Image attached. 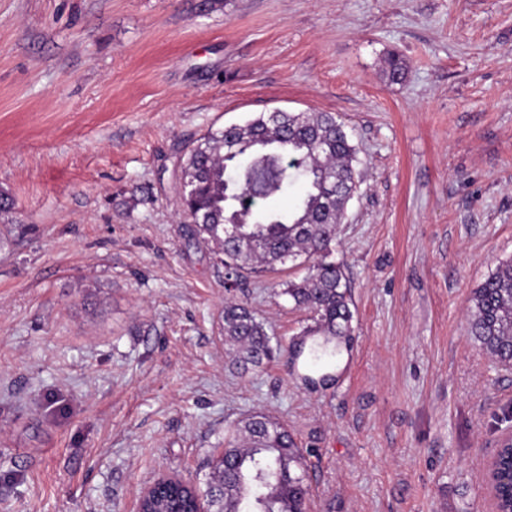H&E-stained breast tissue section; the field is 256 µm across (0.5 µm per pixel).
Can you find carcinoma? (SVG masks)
<instances>
[{
    "label": "carcinoma",
    "instance_id": "1",
    "mask_svg": "<svg viewBox=\"0 0 512 512\" xmlns=\"http://www.w3.org/2000/svg\"><path fill=\"white\" fill-rule=\"evenodd\" d=\"M407 61L385 59V75L402 81ZM357 148L329 112H269L209 131L179 158L177 180L186 232L224 267L232 286L249 274L288 263L304 271L281 294L307 312L288 345L290 372L310 390L338 375L324 356L351 351L356 327L344 265L334 258L338 226L358 190ZM299 188L286 211L257 208ZM232 365L257 370L274 358L266 324L245 303L222 311ZM467 332L497 363L512 364V258L499 262L468 300ZM170 508L199 499L213 512H305L304 456L284 423L264 412L241 419L224 439L204 487L176 484Z\"/></svg>",
    "mask_w": 512,
    "mask_h": 512
}]
</instances>
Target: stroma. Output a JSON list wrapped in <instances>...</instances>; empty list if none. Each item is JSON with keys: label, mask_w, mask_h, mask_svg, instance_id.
I'll return each instance as SVG.
<instances>
[{"label": "stroma", "mask_w": 512, "mask_h": 512, "mask_svg": "<svg viewBox=\"0 0 512 512\" xmlns=\"http://www.w3.org/2000/svg\"><path fill=\"white\" fill-rule=\"evenodd\" d=\"M276 110L340 116L362 161L356 341L318 391L222 335L233 298L288 343L295 270L225 289L175 219L184 146ZM0 191V512H137L256 409L307 451V512H491L512 369L466 308L512 257V0H0ZM170 477L168 476H160L157 479H155L143 492L141 496V503H140V512H170L167 511L165 508V503L167 499L163 498V494L165 493V487L164 483L170 482ZM157 498L156 502L153 505V511L150 510H144L143 507H141L142 504H144L147 501H150L151 498Z\"/></svg>", "instance_id": "obj_1"}]
</instances>
